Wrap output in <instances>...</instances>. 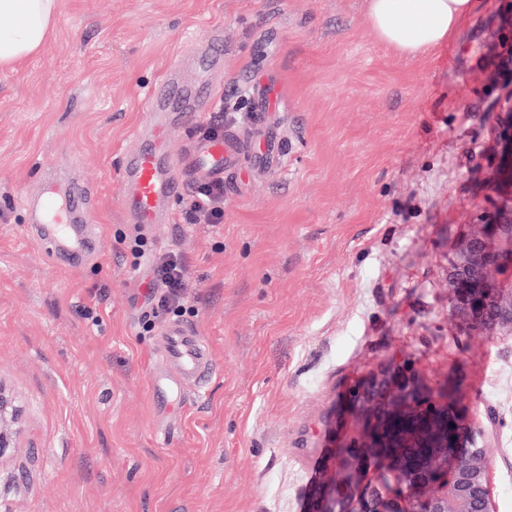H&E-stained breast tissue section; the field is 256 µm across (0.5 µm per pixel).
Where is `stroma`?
<instances>
[{
    "label": "stroma",
    "instance_id": "1",
    "mask_svg": "<svg viewBox=\"0 0 512 512\" xmlns=\"http://www.w3.org/2000/svg\"><path fill=\"white\" fill-rule=\"evenodd\" d=\"M224 43L216 95L240 168L224 221L127 223L118 170L144 92ZM255 84L276 102L258 109ZM512 106V0H477L448 42L398 55L366 0H58L39 53L0 76V388L17 418L0 512H302L350 390L389 361L485 427L495 512H512V338L450 317L448 263L503 199L498 117ZM274 130L288 164L249 144ZM78 172L100 249L56 264L21 201ZM150 250L135 261L127 239ZM184 262L193 310L153 315L155 257ZM153 330H145L146 322ZM215 366L157 409L159 327Z\"/></svg>",
    "mask_w": 512,
    "mask_h": 512
}]
</instances>
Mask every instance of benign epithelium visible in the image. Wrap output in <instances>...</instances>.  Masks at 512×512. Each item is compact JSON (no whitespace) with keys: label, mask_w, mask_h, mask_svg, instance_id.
Masks as SVG:
<instances>
[{"label":"benign epithelium","mask_w":512,"mask_h":512,"mask_svg":"<svg viewBox=\"0 0 512 512\" xmlns=\"http://www.w3.org/2000/svg\"><path fill=\"white\" fill-rule=\"evenodd\" d=\"M498 135L509 194L482 230L458 243L448 268L451 316L482 334L512 337V107ZM356 431L333 451L303 512H493L486 430L413 371L391 361L350 394ZM373 467L381 487L361 489Z\"/></svg>","instance_id":"1"}]
</instances>
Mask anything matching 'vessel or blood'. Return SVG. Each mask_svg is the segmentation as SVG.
Listing matches in <instances>:
<instances>
[{
	"label": "vessel or blood",
	"instance_id": "1",
	"mask_svg": "<svg viewBox=\"0 0 512 512\" xmlns=\"http://www.w3.org/2000/svg\"><path fill=\"white\" fill-rule=\"evenodd\" d=\"M220 64L219 52L199 54L196 84L179 86L177 75L172 74L147 93L144 104L149 124L134 132L135 145L125 152L119 169L125 187L123 211L129 223L143 227L166 223L173 200L185 192L191 180H220L226 171L237 167L239 154L233 140L191 133L215 102L207 81ZM176 127L189 134L179 153L170 148ZM24 207L33 216V233L51 259L77 263L95 246L90 227L92 204L76 177L61 174L52 178L38 202H25ZM163 336L164 358L177 372L153 378L150 394L156 402L178 395L186 379L204 388L213 373L190 330L172 325L164 329Z\"/></svg>",
	"mask_w": 512,
	"mask_h": 512
}]
</instances>
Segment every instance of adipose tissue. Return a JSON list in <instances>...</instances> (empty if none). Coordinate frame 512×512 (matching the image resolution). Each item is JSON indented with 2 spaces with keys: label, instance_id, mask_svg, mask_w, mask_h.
Returning <instances> with one entry per match:
<instances>
[{
  "label": "adipose tissue",
  "instance_id": "1",
  "mask_svg": "<svg viewBox=\"0 0 512 512\" xmlns=\"http://www.w3.org/2000/svg\"><path fill=\"white\" fill-rule=\"evenodd\" d=\"M58 0H0V71L36 53L52 31ZM475 0H367L371 30L392 51L419 56L444 44Z\"/></svg>",
  "mask_w": 512,
  "mask_h": 512
}]
</instances>
